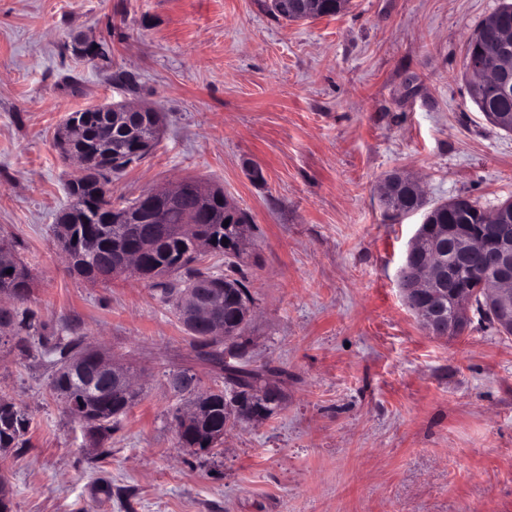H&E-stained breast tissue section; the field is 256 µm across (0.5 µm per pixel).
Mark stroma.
<instances>
[{
	"mask_svg": "<svg viewBox=\"0 0 512 512\" xmlns=\"http://www.w3.org/2000/svg\"><path fill=\"white\" fill-rule=\"evenodd\" d=\"M502 2L350 0L287 21L269 0H0V243L48 330L130 367L140 390L98 446L39 347H0V399L31 420L25 446L0 453L11 512H512V336L477 317L456 340L428 334L399 289L425 213L389 220L377 196L399 171L431 206L512 200V132L470 99L464 68ZM79 34L107 42L109 63L75 56ZM105 102L164 116L113 197L195 178L251 219L234 272L253 298L247 365L284 370L286 402L209 452L180 446L167 374L208 390L221 365L149 280L88 284L54 238L81 174L54 131Z\"/></svg>",
	"mask_w": 512,
	"mask_h": 512,
	"instance_id": "35a3bbf8",
	"label": "stroma"
}]
</instances>
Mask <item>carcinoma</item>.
I'll use <instances>...</instances> for the list:
<instances>
[{"mask_svg": "<svg viewBox=\"0 0 512 512\" xmlns=\"http://www.w3.org/2000/svg\"><path fill=\"white\" fill-rule=\"evenodd\" d=\"M348 3L349 0H324L320 11L316 12L308 0H270L269 9L278 18L298 21L334 16ZM503 21L512 23V3L503 4L477 25L469 39L465 59L475 56L489 62L496 60L502 48L492 40L495 29ZM468 92L493 124L512 132V95H488L472 82L468 84ZM157 118L156 113L152 120H136L122 129L104 122L98 112L76 110L70 113L68 125L58 129L57 142L65 156H82L87 165L83 175L69 185L71 204L58 218V245L71 272L96 282L108 278L125 261L126 254L138 248L145 235L151 234L152 246L143 253L142 263L147 279L160 290L161 298L166 302L176 301L180 294L192 288L206 295L212 308L223 315L230 341L203 334L194 336V340L224 366V387L200 392L187 385L180 390L189 404L201 409L185 427L182 447L214 448L224 438V425L230 417L244 422L259 408L268 417L282 409L285 398L269 400L267 395L271 386L282 392L280 383L284 372L239 365L249 345L244 336L249 325L244 309V302L251 301L248 288L238 278L195 267L203 251L224 255L231 267L244 262L238 240L248 231L250 221L246 213L228 204L222 190H213L207 200L201 201L189 184L177 205L170 206L159 200L147 203L138 197L118 204L112 211L102 207L103 195L107 192L105 173L120 172L127 163L150 152L158 140L154 130ZM125 156L128 162L116 163V158ZM389 204L394 209L413 212L422 208L424 200L422 195L401 186ZM193 211L198 216V224L194 225L191 235L179 237L158 232L157 218L175 225L182 223L185 213ZM483 212L477 200L465 194L434 206L419 227L422 250H445L463 235L487 230V226L481 224ZM225 238L228 239L226 244L222 243ZM487 276L488 269L466 262L462 287L442 291V310H449L453 301L462 296L490 325L499 328L495 312L481 291L482 281ZM1 293L19 303L5 313V318L11 326L13 347L23 351L27 348L26 336L34 328V313L20 305L28 301L32 293V277L28 268L15 257L10 264L0 266ZM41 343L47 355L56 356L54 392L72 415L89 425L93 441L101 443L112 431V422L135 403L138 392L115 390L110 380L99 374L94 377L92 387H84V375L68 372V368L87 352L80 341L64 343L51 334L42 336ZM29 427L30 418L24 411L13 403L0 401V448L22 447Z\"/></svg>", "mask_w": 512, "mask_h": 512, "instance_id": "cac0c4a2", "label": "carcinoma"}]
</instances>
